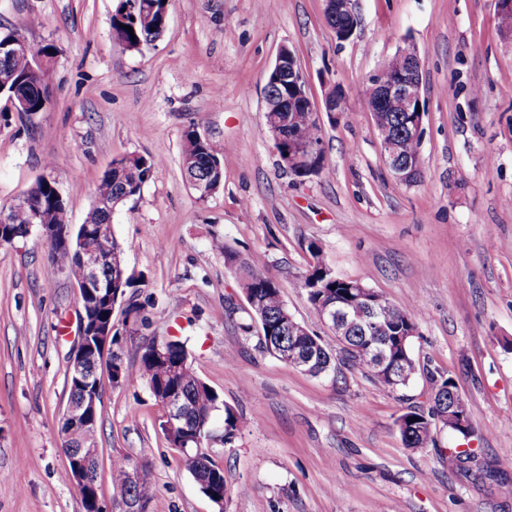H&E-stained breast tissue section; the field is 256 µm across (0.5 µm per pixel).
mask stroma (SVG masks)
Here are the masks:
<instances>
[{
  "label": "stroma",
  "mask_w": 512,
  "mask_h": 512,
  "mask_svg": "<svg viewBox=\"0 0 512 512\" xmlns=\"http://www.w3.org/2000/svg\"><path fill=\"white\" fill-rule=\"evenodd\" d=\"M118 4L0 0V32L54 47L47 111L19 112L0 96V204L47 177L79 225L113 160L156 159L112 216L131 280L113 350L134 371L153 341L185 342L238 430L212 444L219 506L167 443L147 384L103 380L101 498H111L113 457L124 456L155 487L148 512H512L501 492L512 483V45L496 0H355L345 41L325 0H170L164 36L138 51L112 37ZM405 39L422 62L420 180L392 178L371 114L355 110L321 115L329 175L285 171L262 112L279 48L294 50L318 104L331 88H364ZM191 123L224 155L223 185L203 200L181 160ZM313 241L336 277L420 305V370L408 387L388 391L341 362L305 374L243 331L248 304L228 249L336 347L302 286ZM80 310L39 236L0 245V512H83L60 435ZM433 374L455 382L475 434L444 429L435 446L405 447L396 420L429 408ZM462 447L477 466L458 467Z\"/></svg>",
  "instance_id": "35a3bbf8"
}]
</instances>
